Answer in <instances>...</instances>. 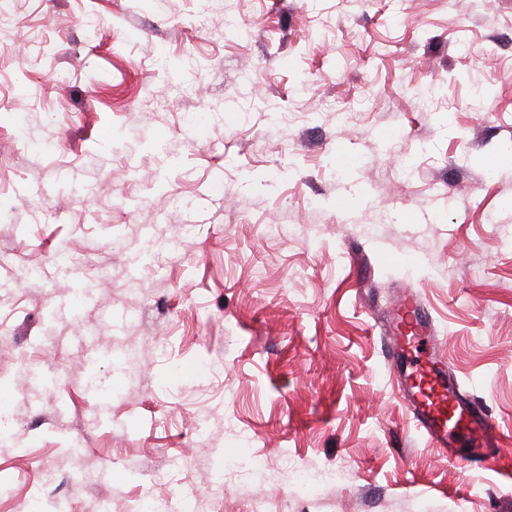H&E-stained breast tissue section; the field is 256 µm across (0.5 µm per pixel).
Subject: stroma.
Instances as JSON below:
<instances>
[{
  "label": "stroma",
  "mask_w": 512,
  "mask_h": 512,
  "mask_svg": "<svg viewBox=\"0 0 512 512\" xmlns=\"http://www.w3.org/2000/svg\"><path fill=\"white\" fill-rule=\"evenodd\" d=\"M9 9L0 512H512V0ZM403 288L511 441L490 468L393 390Z\"/></svg>",
  "instance_id": "obj_1"
}]
</instances>
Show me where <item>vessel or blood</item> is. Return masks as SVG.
Wrapping results in <instances>:
<instances>
[{
	"instance_id": "1",
	"label": "vessel or blood",
	"mask_w": 512,
	"mask_h": 512,
	"mask_svg": "<svg viewBox=\"0 0 512 512\" xmlns=\"http://www.w3.org/2000/svg\"><path fill=\"white\" fill-rule=\"evenodd\" d=\"M393 313L396 320L387 324V333L409 338L412 347L391 348V367L398 376L397 392L407 401L417 431L431 447L443 450L451 437H460L475 455L501 442L503 436L485 408L461 395L458 384L448 382L446 353L414 292L402 295Z\"/></svg>"
}]
</instances>
